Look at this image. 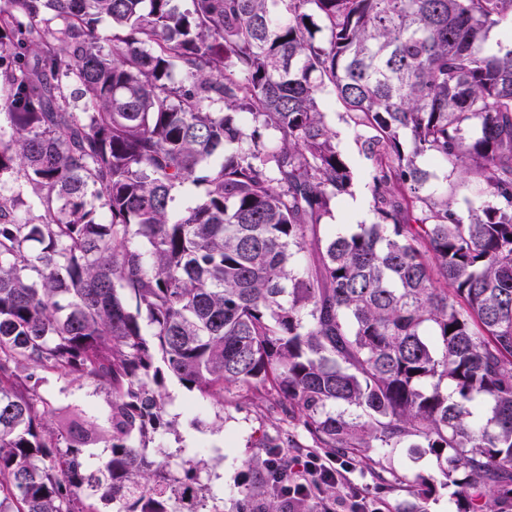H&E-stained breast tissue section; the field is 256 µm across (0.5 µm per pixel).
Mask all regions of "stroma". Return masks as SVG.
I'll return each mask as SVG.
<instances>
[{"label": "stroma", "instance_id": "1", "mask_svg": "<svg viewBox=\"0 0 512 512\" xmlns=\"http://www.w3.org/2000/svg\"><path fill=\"white\" fill-rule=\"evenodd\" d=\"M322 110L338 134L339 150L355 172L354 195L369 199V162L355 132L345 121L342 107L328 99L323 102ZM167 390L172 402L168 412L176 416L178 432L156 436V445L172 452L184 447L186 442H194L197 458L204 461L201 480L210 488L222 512H240L245 491H253L255 498H262L267 486L263 469L257 463L260 451L255 442L260 437L276 435L282 430V423L271 415L258 417L249 403L232 392L225 394L223 402H204L196 413L188 414L182 405L190 400V393L172 381L168 382ZM40 391L48 399L77 403L88 409L102 407L106 399L104 392L93 391L83 381L69 377H51ZM374 454L391 471V478L381 481L365 464H356L348 484L337 485V497H344L353 486L380 501L384 512H397L402 502L411 499V489L422 476L432 486L429 498L423 503L425 512H459L454 489L447 485L433 456L417 457L406 448H378Z\"/></svg>", "mask_w": 512, "mask_h": 512}]
</instances>
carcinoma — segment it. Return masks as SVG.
<instances>
[{
  "instance_id": "cac0c4a2",
  "label": "carcinoma",
  "mask_w": 512,
  "mask_h": 512,
  "mask_svg": "<svg viewBox=\"0 0 512 512\" xmlns=\"http://www.w3.org/2000/svg\"><path fill=\"white\" fill-rule=\"evenodd\" d=\"M506 20L512 0H6L0 50L35 64L0 71V512H198L200 462L150 449L177 433L170 380L287 425L258 443L260 512L301 438L425 448L460 512L512 506V43L485 49ZM328 95L370 161L349 234L326 230L355 179ZM424 160L487 200L462 211ZM187 183L204 198L176 209ZM51 375L106 406L51 402Z\"/></svg>"
}]
</instances>
